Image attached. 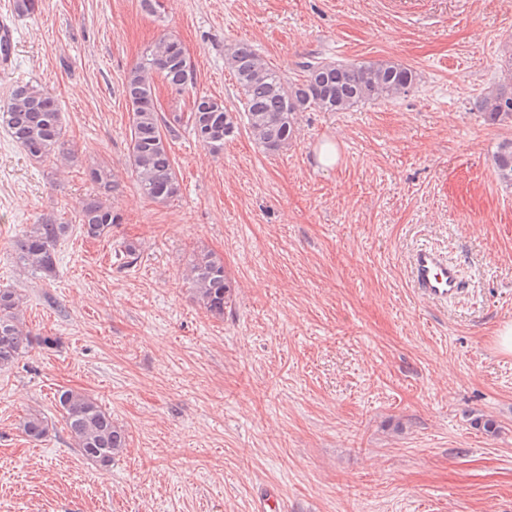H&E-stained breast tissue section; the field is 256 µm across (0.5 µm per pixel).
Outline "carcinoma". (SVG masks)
<instances>
[{
	"mask_svg": "<svg viewBox=\"0 0 512 512\" xmlns=\"http://www.w3.org/2000/svg\"><path fill=\"white\" fill-rule=\"evenodd\" d=\"M224 66L233 75L243 112L235 115L224 101L194 95L189 111L165 115L155 98L156 80L181 95L193 89L196 73L181 43L166 36L146 49L142 61L129 72L123 93L131 106L128 155L141 193L165 204L177 196L179 183L168 138L182 127L190 129L204 147L217 152L224 138L243 121L254 140L269 153H277L296 137L297 116L307 110L345 112L362 103L406 96L414 88L416 73L390 60L342 64L312 58L301 65L304 79L286 81L252 48L236 45L224 54ZM481 108L493 123L512 121V91L502 88L484 94ZM0 128L35 162L53 154L64 160L70 155L63 140L61 110L56 100L37 83L18 82L0 103ZM499 179L512 185V142L500 145L494 156ZM96 194L85 200L80 211V232L93 239L107 237L117 217L101 197L118 189L111 171L103 166L89 169ZM69 225L52 217L41 219L14 240L16 266L34 277L56 273V247ZM188 277L193 298L214 317H224L231 302L232 284L224 263L202 250L190 260ZM23 297L11 288L0 289V367L14 364L33 348L50 347L55 340L34 336L20 319ZM56 402L70 437L82 455L107 469L126 447L125 432L114 424L112 414L91 396L71 389L57 392ZM22 432L40 441L48 435L49 423L38 411L21 421Z\"/></svg>",
	"mask_w": 512,
	"mask_h": 512,
	"instance_id": "1",
	"label": "carcinoma"
}]
</instances>
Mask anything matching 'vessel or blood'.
I'll list each match as a JSON object with an SVG mask.
<instances>
[{"label": "vessel or blood", "instance_id": "obj_1", "mask_svg": "<svg viewBox=\"0 0 512 512\" xmlns=\"http://www.w3.org/2000/svg\"><path fill=\"white\" fill-rule=\"evenodd\" d=\"M408 268L414 288L424 299L446 302L463 291L457 265L438 249H416L408 258Z\"/></svg>", "mask_w": 512, "mask_h": 512}]
</instances>
